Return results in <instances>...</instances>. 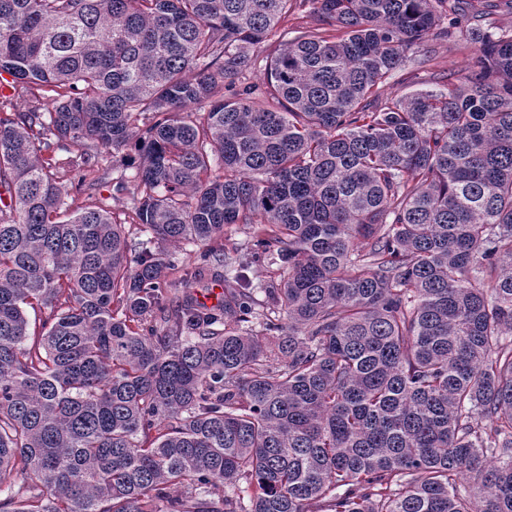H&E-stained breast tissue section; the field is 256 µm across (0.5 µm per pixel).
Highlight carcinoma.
Listing matches in <instances>:
<instances>
[{
  "label": "carcinoma",
  "instance_id": "1",
  "mask_svg": "<svg viewBox=\"0 0 512 512\" xmlns=\"http://www.w3.org/2000/svg\"><path fill=\"white\" fill-rule=\"evenodd\" d=\"M450 12L0 0V512H512V33ZM431 36L475 46L467 74L382 99ZM131 143L129 176L101 150ZM71 146L76 191L117 173L149 238L72 207ZM253 265L279 279L194 296ZM304 13L301 11H297L295 13L289 14L288 18L285 19L280 25L277 33L274 36H270L269 40L262 43L260 48H258L260 58L265 56H273L279 48V44L281 41L280 34L283 32L294 31L298 26H302L304 22L307 20L302 17ZM286 30V31H285Z\"/></svg>",
  "mask_w": 512,
  "mask_h": 512
}]
</instances>
